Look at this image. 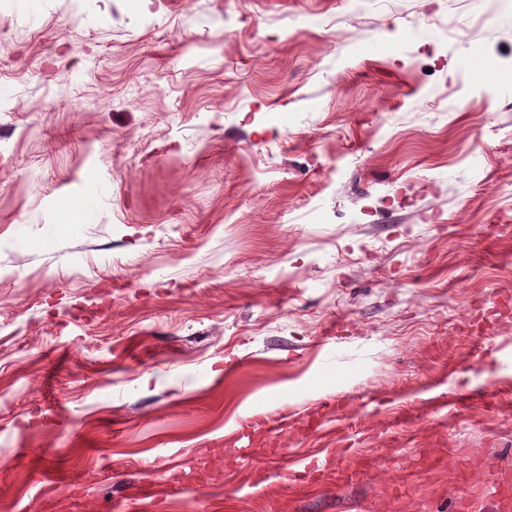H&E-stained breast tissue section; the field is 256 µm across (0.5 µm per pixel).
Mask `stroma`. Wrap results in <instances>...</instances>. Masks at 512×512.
Instances as JSON below:
<instances>
[{"mask_svg": "<svg viewBox=\"0 0 512 512\" xmlns=\"http://www.w3.org/2000/svg\"><path fill=\"white\" fill-rule=\"evenodd\" d=\"M0 512H512V0H0Z\"/></svg>", "mask_w": 512, "mask_h": 512, "instance_id": "1", "label": "stroma"}]
</instances>
